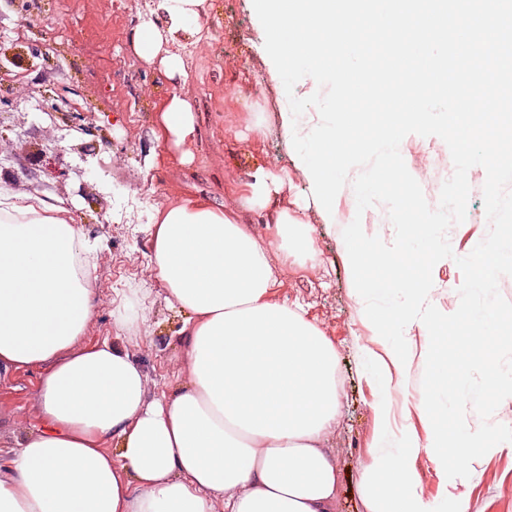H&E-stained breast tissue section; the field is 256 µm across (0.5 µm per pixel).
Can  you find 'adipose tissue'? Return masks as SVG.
Returning a JSON list of instances; mask_svg holds the SVG:
<instances>
[{
  "mask_svg": "<svg viewBox=\"0 0 512 512\" xmlns=\"http://www.w3.org/2000/svg\"><path fill=\"white\" fill-rule=\"evenodd\" d=\"M209 0H154L135 52L169 81L177 34L205 39ZM154 135L171 161L194 159L198 116L163 98ZM282 187L257 170L244 212L182 194L156 209L151 265L184 315L182 382L151 394L134 357L85 338L100 301L97 245L61 199L0 192V370L43 368L39 426L0 449V512H336L326 443L338 421L336 348L278 297L281 262L312 258V227L271 209ZM263 215L265 241L245 212Z\"/></svg>",
  "mask_w": 512,
  "mask_h": 512,
  "instance_id": "obj_1",
  "label": "adipose tissue"
}]
</instances>
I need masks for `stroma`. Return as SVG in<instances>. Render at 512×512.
<instances>
[{"label":"stroma","mask_w":512,"mask_h":512,"mask_svg":"<svg viewBox=\"0 0 512 512\" xmlns=\"http://www.w3.org/2000/svg\"><path fill=\"white\" fill-rule=\"evenodd\" d=\"M41 0V15L15 8L0 10V30L36 47L39 58L27 64V81L0 84V189L34 196L53 195L71 208L99 250L95 291L102 305L88 334L95 343L112 333V312L123 295L146 291L144 318L126 340L129 352L148 376L151 390H172L180 380L183 338L180 316L170 309L150 263L148 226L159 197L183 193L204 197L228 209H240L242 186L258 168L287 178L275 206L303 215L313 226L314 266L285 267L279 297L303 306L306 317L336 347L342 381L340 417L330 451L341 473L337 512H367L362 476L368 449L383 423L411 428L425 436L428 424L417 410L429 335L412 325L404 336L409 348L404 407L382 421L374 410L376 389L365 368L368 352L384 354L386 342L364 322L365 307L353 292V280L341 245V223L328 222L315 206L310 184L297 164L280 116V89L271 81V61L253 0H210L204 50L177 36L171 51L186 64L180 80L168 82L135 53L131 39L147 19L150 0ZM112 18V36L99 24ZM178 92L199 114L201 137L189 165H173L154 136V113L165 95ZM68 98L80 113L85 133H69L49 112L54 99ZM87 146V158L72 144ZM51 148L55 171L27 176L22 166L37 146ZM481 190L470 193L467 215L452 225L454 260L436 265L432 303L450 314L460 303L463 275L457 258L471 253L487 235ZM43 373L32 367L0 374V448L32 429L36 391ZM423 498L439 504L465 502L466 512H512V443L472 462L466 478H447L428 456L417 462Z\"/></svg>","instance_id":"35a3bbf8"}]
</instances>
